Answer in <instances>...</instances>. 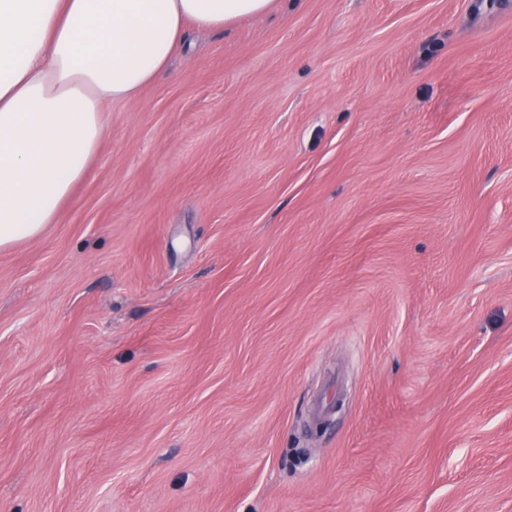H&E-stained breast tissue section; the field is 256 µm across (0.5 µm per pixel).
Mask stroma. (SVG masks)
I'll list each match as a JSON object with an SVG mask.
<instances>
[{"mask_svg": "<svg viewBox=\"0 0 512 512\" xmlns=\"http://www.w3.org/2000/svg\"><path fill=\"white\" fill-rule=\"evenodd\" d=\"M102 121L0 251V512H512V0H274Z\"/></svg>", "mask_w": 512, "mask_h": 512, "instance_id": "obj_1", "label": "stroma"}]
</instances>
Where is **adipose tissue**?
Returning a JSON list of instances; mask_svg holds the SVG:
<instances>
[{"label": "adipose tissue", "mask_w": 512, "mask_h": 512, "mask_svg": "<svg viewBox=\"0 0 512 512\" xmlns=\"http://www.w3.org/2000/svg\"><path fill=\"white\" fill-rule=\"evenodd\" d=\"M273 0H0V249L54 223L99 153L101 114L167 67L188 27Z\"/></svg>", "instance_id": "adipose-tissue-1"}]
</instances>
